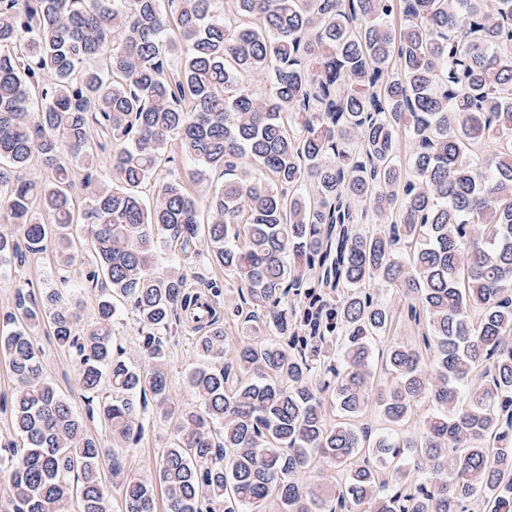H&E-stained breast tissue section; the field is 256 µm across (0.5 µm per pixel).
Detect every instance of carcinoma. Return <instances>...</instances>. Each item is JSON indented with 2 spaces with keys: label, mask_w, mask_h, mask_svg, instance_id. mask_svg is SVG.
Instances as JSON below:
<instances>
[{
  "label": "carcinoma",
  "mask_w": 512,
  "mask_h": 512,
  "mask_svg": "<svg viewBox=\"0 0 512 512\" xmlns=\"http://www.w3.org/2000/svg\"><path fill=\"white\" fill-rule=\"evenodd\" d=\"M220 2L0 0V266L70 263L76 224L109 289L88 324L57 288L0 330L24 443L0 512H158L159 489L164 512H512V0ZM171 143L190 179L223 174L204 203L160 177ZM373 214L390 224L363 228ZM160 240L232 277L245 340L224 336L219 286L204 313L182 269L150 271ZM375 284L408 301L410 341ZM127 302L146 371L112 350ZM190 319L196 410L164 368ZM44 325L113 440L140 437L148 396L172 426L119 508L115 453L49 378ZM320 462L335 476L313 484Z\"/></svg>",
  "instance_id": "obj_1"
}]
</instances>
